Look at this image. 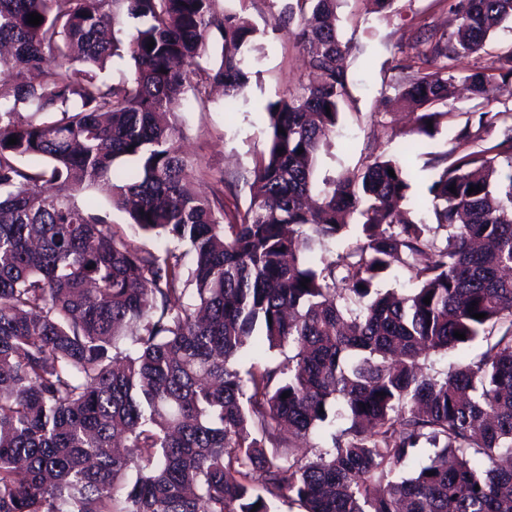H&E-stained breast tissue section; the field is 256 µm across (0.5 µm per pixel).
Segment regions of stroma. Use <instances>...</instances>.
Segmentation results:
<instances>
[{
	"label": "stroma",
	"mask_w": 512,
	"mask_h": 512,
	"mask_svg": "<svg viewBox=\"0 0 512 512\" xmlns=\"http://www.w3.org/2000/svg\"><path fill=\"white\" fill-rule=\"evenodd\" d=\"M340 29L347 47L351 99L340 114L339 132L327 154L322 155L319 176L338 175L355 169L370 148L397 154L404 140L399 132L413 123L409 110L395 100L393 83L399 61L414 57L422 48L420 28L443 32L454 21L442 0H396L391 10L376 12L372 0H342L338 10ZM249 87L248 105L227 111L220 89H211L205 107H198L193 91H186V109L178 115L179 144L201 161L203 176L193 181L202 195L212 196L216 184L211 175L223 173L225 191L234 193L240 205L249 202L244 182L253 154L267 137V102L287 88L308 81L304 54L294 28H281L264 40L263 58ZM473 105L467 95L449 100L453 116L434 136L420 137L408 156L410 204L429 201L428 188L435 178L439 158L453 146L458 125L464 124Z\"/></svg>",
	"instance_id": "stroma-1"
}]
</instances>
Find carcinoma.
I'll return each instance as SVG.
<instances>
[{
  "label": "carcinoma",
  "instance_id": "carcinoma-1",
  "mask_svg": "<svg viewBox=\"0 0 512 512\" xmlns=\"http://www.w3.org/2000/svg\"><path fill=\"white\" fill-rule=\"evenodd\" d=\"M58 2L0 0V512H512V110L489 108L512 50L457 73L512 0H446L457 28L399 66L396 99L422 110L405 137L433 135L458 86L475 101L428 188L433 229L403 154L316 178L351 98L339 0L287 13L317 81L264 106L244 209L193 190L176 114L188 82L248 103L266 31L246 6ZM101 182L130 231L79 204ZM354 217L359 240L325 255ZM396 263L407 294L375 288ZM256 335L284 359L243 378ZM478 339L471 362L420 364ZM317 428L331 444L280 438Z\"/></svg>",
  "mask_w": 512,
  "mask_h": 512
}]
</instances>
